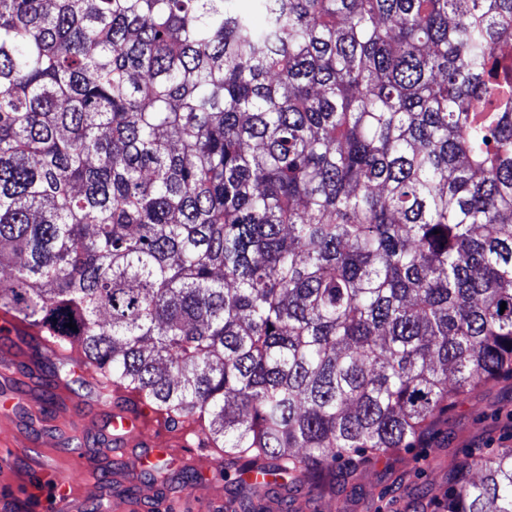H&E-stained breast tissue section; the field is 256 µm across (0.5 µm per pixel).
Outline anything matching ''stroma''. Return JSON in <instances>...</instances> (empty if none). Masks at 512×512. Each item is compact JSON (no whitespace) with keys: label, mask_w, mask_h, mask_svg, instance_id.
Here are the masks:
<instances>
[{"label":"stroma","mask_w":512,"mask_h":512,"mask_svg":"<svg viewBox=\"0 0 512 512\" xmlns=\"http://www.w3.org/2000/svg\"><path fill=\"white\" fill-rule=\"evenodd\" d=\"M0 354L15 357L22 365L20 374L1 394L11 396L20 390L39 409L38 422H31L23 408L0 412V450L10 452V464L0 469V499H14L17 512H52L49 497L31 499L22 476L34 475L39 459L54 458L59 473L79 484L84 504L103 503L104 512H114L109 498L139 493L143 484L133 481L113 488L111 494L86 485L83 470L97 446L99 429L109 406L95 395L93 382L74 384L64 378L63 391H56L54 359L39 342L26 336L0 337ZM84 418L86 426L80 442L60 436V429L72 419ZM42 433L40 447H28L35 433ZM189 452L200 458L195 484L202 496L222 495L238 504L236 486L222 480L215 449L204 447L198 433L186 436ZM512 448V378L465 392L454 408L442 415L415 447L376 458L357 456L339 461L336 473L319 487L280 497L272 494L256 503L255 512H444L448 500V475L476 448L491 452ZM357 465L355 481L345 482L348 465Z\"/></svg>","instance_id":"obj_1"}]
</instances>
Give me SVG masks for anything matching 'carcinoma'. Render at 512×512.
<instances>
[{
  "label": "carcinoma",
  "instance_id": "cac0c4a2",
  "mask_svg": "<svg viewBox=\"0 0 512 512\" xmlns=\"http://www.w3.org/2000/svg\"><path fill=\"white\" fill-rule=\"evenodd\" d=\"M225 2L0 0V310L259 499L512 376V0Z\"/></svg>",
  "mask_w": 512,
  "mask_h": 512
}]
</instances>
